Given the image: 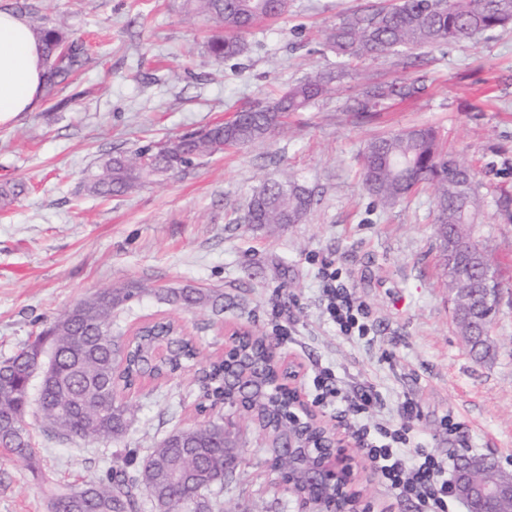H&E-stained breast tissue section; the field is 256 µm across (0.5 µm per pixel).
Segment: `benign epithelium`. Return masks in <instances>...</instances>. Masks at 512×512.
<instances>
[{
	"instance_id": "obj_1",
	"label": "benign epithelium",
	"mask_w": 512,
	"mask_h": 512,
	"mask_svg": "<svg viewBox=\"0 0 512 512\" xmlns=\"http://www.w3.org/2000/svg\"><path fill=\"white\" fill-rule=\"evenodd\" d=\"M463 255L472 270L484 273L486 264L479 249L470 240H448V262L454 265L455 259ZM247 327L227 324L224 326V353L237 346V337L243 335ZM269 354L274 370L279 373L276 382L283 383L280 374L288 373V437L277 449H266L270 466L275 465L277 455L288 458V493L301 487L311 490L310 497H295L299 512H362L360 466L354 453L348 451L352 443L341 437L336 428L329 425L323 413L310 403L302 391L300 380L303 365L278 351L270 344ZM258 388V378L250 368L241 365L236 370L232 394L224 399V422H230L232 415L241 410V400ZM483 463V460L467 456L454 460L456 495L471 503L478 496L491 499L501 507L512 505V473L499 471V477L492 483L476 487L462 474Z\"/></svg>"
}]
</instances>
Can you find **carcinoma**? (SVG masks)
I'll list each match as a JSON object with an SVG mask.
<instances>
[{"mask_svg":"<svg viewBox=\"0 0 512 512\" xmlns=\"http://www.w3.org/2000/svg\"><path fill=\"white\" fill-rule=\"evenodd\" d=\"M211 21L216 34L208 53L217 64L240 55L244 36L262 20L286 12L288 0H187ZM17 13L29 22L42 42V90L53 94L85 67L84 45L68 38L29 0H18ZM512 24V0H397L372 3L342 15L324 31L325 44L342 61L386 53L409 52L442 43H467ZM346 75L343 66L312 73L272 98L258 99L243 109L240 121L204 126L164 142H150L130 153L102 159L84 181L85 190L108 198L126 194L154 177L193 168L224 147L247 146L270 137L290 112H301L331 92ZM425 89L422 80L372 84L349 104L359 118L370 119L388 100H408ZM363 184L381 204L393 206L418 186L435 189L434 228L440 253L448 234L475 239L480 208L475 170L445 152L434 130L414 127L371 140L362 153ZM314 203L313 193L294 181L273 180L256 191L244 216L248 227L296 224ZM460 291L474 306L469 354L477 363L494 355L487 341L498 307L486 301L484 281L469 276ZM143 292L136 284L97 291L44 327L35 340L0 363V447L10 460L34 461L30 431L16 419L23 406L35 403L43 432L58 440L107 442L127 430L130 407L120 392L145 382L159 383L181 372L193 373L198 407L208 418L168 434L145 451L137 467H108L78 486L53 488L49 512H142L144 500L155 512H224V488L236 481V467L224 468V444L239 445L238 432H224V357H201L195 337L170 320L141 324L127 339L112 335L116 311ZM166 301L182 310H224V295L202 288H167ZM45 343L54 346L47 377L29 379V362ZM240 361L263 366L258 342L238 346ZM243 416L278 436L288 430L286 392L262 391L242 410Z\"/></svg>","mask_w":512,"mask_h":512,"instance_id":"1","label":"carcinoma"}]
</instances>
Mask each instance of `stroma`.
Instances as JSON below:
<instances>
[{"label": "stroma", "mask_w": 512, "mask_h": 512, "mask_svg": "<svg viewBox=\"0 0 512 512\" xmlns=\"http://www.w3.org/2000/svg\"><path fill=\"white\" fill-rule=\"evenodd\" d=\"M35 2L85 44L89 63L34 111L0 125V183L26 188L0 206V361L80 299L137 282L148 292L118 312L113 335L171 316L199 335L208 358L224 351L225 323L246 325L304 364L308 399L316 397L318 368L347 385L372 383L384 401L365 422L400 424L398 406L411 399L419 415L410 425L429 452L483 456L512 470V220L496 206L501 192L512 193V26L421 49L413 65L396 54L357 61L335 92L289 114L265 141L104 199L83 190L100 158L228 121L249 102L333 67L322 32L365 0H288L283 15L258 22L243 53L220 67L207 52L210 22L184 0ZM418 77L425 91L416 100L389 104L371 120L346 110L367 81ZM421 126L480 172V242L498 261L503 285L497 348L484 363L471 358L452 322L433 189L383 208L362 186L366 144ZM274 178L311 189V210L297 224L245 226L249 198ZM327 262L369 306L370 336H337L322 293ZM183 285L223 293V313H184L157 293ZM126 399L133 416L107 458L100 443L50 439L33 427L35 468L0 459V512H47L48 487L34 469L79 484L197 419L188 374ZM449 415L461 425L457 434L448 432ZM238 425L242 453L224 512H298L269 468L262 433L246 419Z\"/></svg>", "instance_id": "35a3bbf8"}]
</instances>
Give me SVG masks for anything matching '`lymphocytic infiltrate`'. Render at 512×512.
<instances>
[{"label": "lymphocytic infiltrate", "instance_id": "lymphocytic-infiltrate-1", "mask_svg": "<svg viewBox=\"0 0 512 512\" xmlns=\"http://www.w3.org/2000/svg\"><path fill=\"white\" fill-rule=\"evenodd\" d=\"M321 274L327 282V313L337 335H370L373 322L368 305L356 297L350 285L342 282L339 269L332 264H324ZM316 380L322 389L321 401L337 405L347 417L356 443L390 494L413 502L417 512H457L459 501L453 493L448 461L430 454L406 423L415 413L412 401L400 404L403 424L392 428L372 426L364 423L361 416L381 402L378 390L370 387L358 393L349 392L332 383L325 370L319 372Z\"/></svg>", "mask_w": 512, "mask_h": 512}]
</instances>
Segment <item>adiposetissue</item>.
<instances>
[{"label": "adipose tissue", "mask_w": 512, "mask_h": 512, "mask_svg": "<svg viewBox=\"0 0 512 512\" xmlns=\"http://www.w3.org/2000/svg\"><path fill=\"white\" fill-rule=\"evenodd\" d=\"M43 71L37 34L19 15L0 10V124L35 109Z\"/></svg>", "instance_id": "ef3b65f1"}]
</instances>
